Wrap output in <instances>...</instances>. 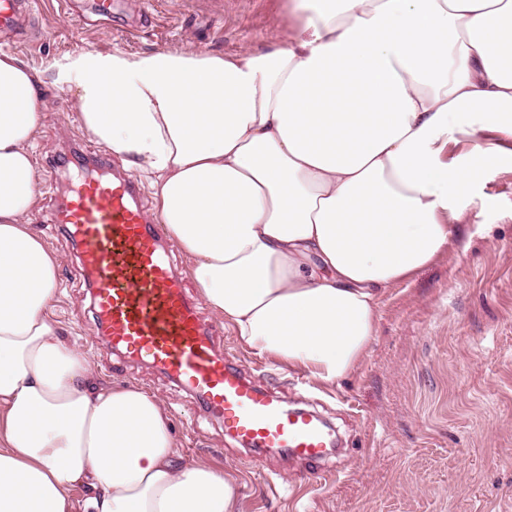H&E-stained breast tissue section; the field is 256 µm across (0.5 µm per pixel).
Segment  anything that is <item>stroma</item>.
Segmentation results:
<instances>
[{
  "label": "stroma",
  "mask_w": 512,
  "mask_h": 512,
  "mask_svg": "<svg viewBox=\"0 0 512 512\" xmlns=\"http://www.w3.org/2000/svg\"><path fill=\"white\" fill-rule=\"evenodd\" d=\"M33 45L0 32V50L46 70L32 224L62 259L54 311L101 381H133L164 398L183 456L235 469L240 512H512V164L481 168L447 254L387 289L379 332L359 367L324 386L244 347L221 321L214 341L258 383L312 404L343 446L312 467L273 450L254 454L224 434L199 403L159 370L104 346L76 250L51 224L68 189L72 144L102 149L80 128L75 97L52 63L78 52L163 49L261 51L287 31L286 0H119L111 18L93 0H33Z\"/></svg>",
  "instance_id": "obj_1"
}]
</instances>
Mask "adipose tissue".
Segmentation results:
<instances>
[{
	"label": "adipose tissue",
	"mask_w": 512,
	"mask_h": 512,
	"mask_svg": "<svg viewBox=\"0 0 512 512\" xmlns=\"http://www.w3.org/2000/svg\"><path fill=\"white\" fill-rule=\"evenodd\" d=\"M288 11L263 51L81 52L57 79L151 190L211 312L331 385L384 292L447 252L475 158L512 160V0ZM42 83L0 51V512H238L237 476L183 459L157 395L101 383L61 336L60 257L28 222Z\"/></svg>",
	"instance_id": "obj_1"
}]
</instances>
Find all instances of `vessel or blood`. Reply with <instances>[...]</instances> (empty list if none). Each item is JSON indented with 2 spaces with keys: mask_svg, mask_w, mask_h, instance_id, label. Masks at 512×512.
I'll return each mask as SVG.
<instances>
[{
  "mask_svg": "<svg viewBox=\"0 0 512 512\" xmlns=\"http://www.w3.org/2000/svg\"><path fill=\"white\" fill-rule=\"evenodd\" d=\"M0 29L29 43L17 0H0ZM75 166L81 176L53 221L76 243L78 271L108 348L162 371L244 447L281 448L312 465L322 461L332 446L325 423L257 386L216 348L211 326L192 306L163 246L162 226L141 203L137 182L112 171L103 158Z\"/></svg>",
  "mask_w": 512,
  "mask_h": 512,
  "instance_id": "b4317fda",
  "label": "vessel or blood"
}]
</instances>
